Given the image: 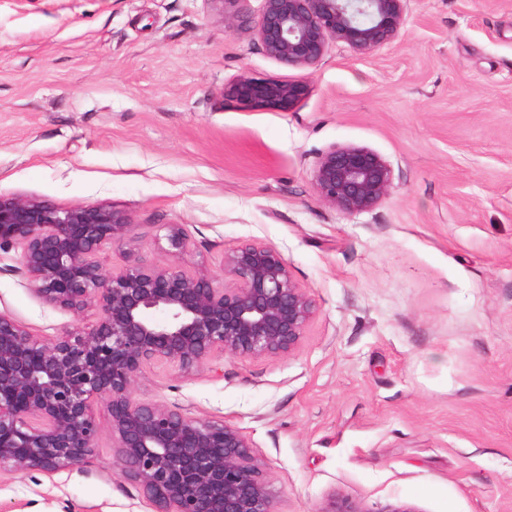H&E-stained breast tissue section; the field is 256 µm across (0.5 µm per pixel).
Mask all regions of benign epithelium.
I'll return each mask as SVG.
<instances>
[{"instance_id":"1","label":"benign epithelium","mask_w":512,"mask_h":512,"mask_svg":"<svg viewBox=\"0 0 512 512\" xmlns=\"http://www.w3.org/2000/svg\"><path fill=\"white\" fill-rule=\"evenodd\" d=\"M408 0H262L255 36L288 66L318 63L335 46L359 55L395 41ZM308 92L301 81L242 77L224 95L255 108L288 111ZM393 167L378 152L334 145L313 170L319 199L346 214L389 194ZM113 208L59 209L0 194V248L19 243L31 290L95 321L46 342L0 313V472L72 469L96 449L95 405L111 420L115 463L154 512H277V495L249 439L223 420L145 401L133 386L144 367L172 364L192 374L220 356L271 358L295 351L315 305L281 254L245 244L224 255L232 284L172 266L130 261L107 275L95 260L133 233ZM167 240L186 248L183 228ZM319 512H364L332 494Z\"/></svg>"}]
</instances>
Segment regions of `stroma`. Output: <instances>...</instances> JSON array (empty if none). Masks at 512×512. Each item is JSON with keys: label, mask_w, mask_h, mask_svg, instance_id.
<instances>
[{"label": "stroma", "mask_w": 512, "mask_h": 512, "mask_svg": "<svg viewBox=\"0 0 512 512\" xmlns=\"http://www.w3.org/2000/svg\"><path fill=\"white\" fill-rule=\"evenodd\" d=\"M261 0H0V194L104 205L134 231L96 255L224 280L245 243L280 252L315 304L300 346L223 374L147 367L137 398L219 418L253 445L278 512L334 493L363 512H512V0H409L401 36L309 68L266 55ZM241 77L299 80L294 108L225 98ZM394 169L348 215L312 174L334 145ZM170 224L189 246L172 251ZM0 250V313L52 340L93 321L33 293ZM95 453L0 474V512H153Z\"/></svg>", "instance_id": "stroma-1"}]
</instances>
